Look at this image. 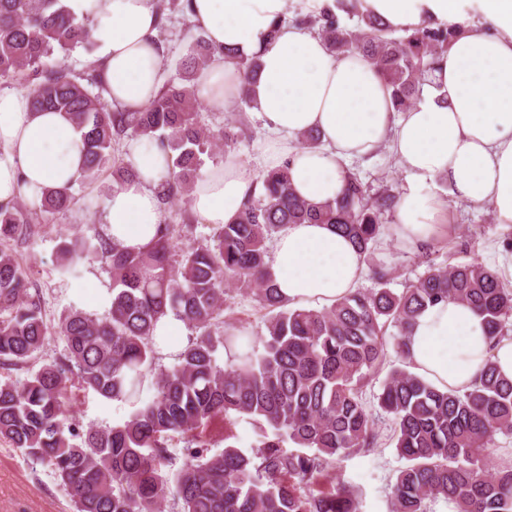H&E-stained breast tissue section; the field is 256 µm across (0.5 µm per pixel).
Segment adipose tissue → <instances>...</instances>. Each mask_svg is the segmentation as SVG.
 Here are the masks:
<instances>
[{
    "label": "adipose tissue",
    "mask_w": 512,
    "mask_h": 512,
    "mask_svg": "<svg viewBox=\"0 0 512 512\" xmlns=\"http://www.w3.org/2000/svg\"><path fill=\"white\" fill-rule=\"evenodd\" d=\"M65 2L93 23L96 62L112 102L134 111L151 101L162 82L156 0ZM286 6L287 0L192 2L191 21L213 49L197 96L220 110L248 93L272 135L260 167L230 152L196 183L190 206L204 223H230L260 171L283 165L296 195L334 200L347 166L387 144L411 179L391 227L404 244L430 239L440 213L431 190L436 180L464 203L491 202L499 223L512 224V0H365V8L396 28L429 18L466 24L471 9L482 16L481 25H466L432 85L404 112L396 111L390 87L370 61L330 52L321 35L287 22ZM228 48L259 53V75L245 78L225 63ZM309 132L319 136V147L298 145V136ZM130 153L138 176L111 191L105 222L113 241L137 250L160 222L156 188L168 166L158 145L138 140ZM83 154L81 132L61 113L32 112L25 92L0 91V200L78 180ZM364 272L362 255L327 224L288 225L265 266L294 307L331 305L353 292ZM407 343L411 371L439 389L469 386L489 361L512 380V337L490 344L470 305L450 300L427 307Z\"/></svg>",
    "instance_id": "ef3b65f1"
}]
</instances>
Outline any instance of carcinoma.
<instances>
[{
	"label": "carcinoma",
	"mask_w": 512,
	"mask_h": 512,
	"mask_svg": "<svg viewBox=\"0 0 512 512\" xmlns=\"http://www.w3.org/2000/svg\"><path fill=\"white\" fill-rule=\"evenodd\" d=\"M158 8L163 23L172 13L188 16L191 0H160ZM346 18L357 19V29ZM293 21L317 30L338 55L363 53L393 89L399 112L431 83L462 31L460 24L425 22L398 36L361 0H333ZM90 42V20L73 15L64 0H0V76L22 82L34 111L62 112L82 132L81 178L94 181L109 165L112 186L134 178L132 164L111 163L112 144L146 138L171 157L160 182L161 210L176 196L190 200L204 157L218 146L235 152L247 140L233 112L215 132L198 120L195 86L212 53L208 41L197 40L180 62L182 85L163 84L133 112L100 106L90 90L101 83L97 68L82 83L48 67L55 52ZM224 59L246 76L259 70L257 53L226 48ZM259 183L236 220L216 226L205 241L182 243L165 220L137 251L114 242L105 227L91 237H64L60 272L77 275L91 261L106 265L110 304L102 315L62 314L54 329L65 353L42 364L49 326L11 243L35 234L37 213L66 210L73 197L68 187L48 189L37 212L23 192L0 201V363L25 373L0 380V437L48 467L75 512H165L170 496L178 512H359L340 463L380 447L386 420L407 461L391 487L389 512H428L439 500L454 512H512V457L495 445L497 435L512 436V380L489 361L470 389L442 391L409 370L406 351L419 313L448 300L472 305L488 336H511L512 283L477 260L439 264L425 243L411 256L424 271L396 292L392 269L371 259L395 223L397 186L375 185L350 166L342 195L318 204L292 193L286 164L261 173ZM288 224L333 225L369 263L374 286L330 306H288L264 275L267 243ZM230 284L267 311L265 335L224 322ZM169 313L191 336L165 366L154 329ZM238 343L234 361L219 364L218 353ZM392 357L396 365L374 408L364 388ZM69 381L132 412L111 427H85L67 398ZM235 420L253 425L255 445L239 448L227 435L224 450L211 452L203 433ZM176 437L183 447H171Z\"/></svg>",
	"instance_id": "obj_1"
}]
</instances>
